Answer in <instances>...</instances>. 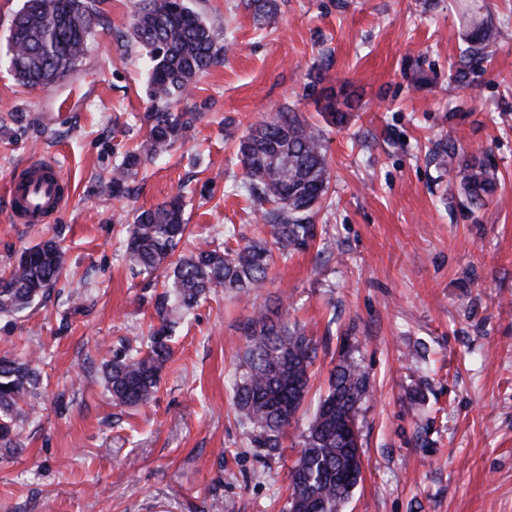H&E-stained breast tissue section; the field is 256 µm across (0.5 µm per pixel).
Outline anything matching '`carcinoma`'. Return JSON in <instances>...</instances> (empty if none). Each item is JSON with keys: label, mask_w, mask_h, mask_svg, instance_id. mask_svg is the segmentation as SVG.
Masks as SVG:
<instances>
[{"label": "carcinoma", "mask_w": 512, "mask_h": 512, "mask_svg": "<svg viewBox=\"0 0 512 512\" xmlns=\"http://www.w3.org/2000/svg\"><path fill=\"white\" fill-rule=\"evenodd\" d=\"M243 2L260 28L277 11V0ZM461 19L470 27L463 58L469 67L480 68L489 46L507 33L474 21L468 6L461 8ZM95 27L96 16L86 0H26L9 43L13 78L42 89L65 80L83 60ZM132 35L145 51L153 106L144 115L147 151L126 152L112 170L115 194L129 193L128 181L142 164L188 139L196 113L173 108L196 78L224 61L230 50L188 0H139ZM326 100V120L345 124L348 115L336 107V97ZM236 156L244 170L241 188L258 205L273 243L241 237L235 247L220 250L207 243L178 255L187 230L181 199L133 218L123 240L125 252L141 271L170 280L171 289L155 298L159 326L127 340L103 365L116 405H146L153 400L171 358L173 328L201 299L221 289L258 291L268 281L273 250L286 258L317 237L315 216L330 185L322 130L288 107L252 126L239 139ZM437 160L459 181L468 212L483 207L496 191L497 167L489 153L460 158L455 149L441 144ZM63 264V252L52 239L25 249L0 274V318L13 317L43 297L59 279ZM242 332L245 344L239 354L242 371L234 404L254 447L274 455L282 448L284 429L308 395L317 343L301 324L287 319L276 323L262 310L244 323ZM35 362L31 356L0 357V454L5 457L21 451L20 422L35 409L40 385ZM369 388V377L353 359L345 337L328 392L313 412L289 473L288 512H342L362 478L358 412Z\"/></svg>", "instance_id": "cac0c4a2"}]
</instances>
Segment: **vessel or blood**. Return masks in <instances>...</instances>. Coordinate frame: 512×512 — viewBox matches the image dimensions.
<instances>
[{
    "label": "vessel or blood",
    "instance_id": "1",
    "mask_svg": "<svg viewBox=\"0 0 512 512\" xmlns=\"http://www.w3.org/2000/svg\"><path fill=\"white\" fill-rule=\"evenodd\" d=\"M72 200L55 163L43 159L19 170L6 190V213L14 224H43Z\"/></svg>",
    "mask_w": 512,
    "mask_h": 512
}]
</instances>
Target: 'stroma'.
<instances>
[{
    "instance_id": "1",
    "label": "stroma",
    "mask_w": 512,
    "mask_h": 512,
    "mask_svg": "<svg viewBox=\"0 0 512 512\" xmlns=\"http://www.w3.org/2000/svg\"><path fill=\"white\" fill-rule=\"evenodd\" d=\"M456 0H277L257 28L241 0H190L235 47L197 78L180 110L189 143L143 164L131 192L106 183L147 138L143 51L130 36L137 0H90L99 24L71 75L87 95L55 120L45 92L8 71L25 0H0V193L44 157L73 199L46 224L0 208V271L55 238L65 271L46 298L0 319V356L42 359L24 451L0 459V512H285L288 473L349 335L372 390L363 401L362 479L345 512H512V39L467 85L451 83L467 28ZM429 79L413 88L414 66ZM348 99L326 122V94ZM289 105L318 125L331 170L312 246L275 257L265 288L201 300L171 342L155 400L115 407L102 363L157 325V279L121 247L134 213L183 194L189 235L220 246L225 228L265 237L240 191L236 144ZM491 153L499 186L464 210L433 159ZM305 324L319 340L306 401L279 455L253 447L234 410L241 327L256 310Z\"/></svg>"
}]
</instances>
